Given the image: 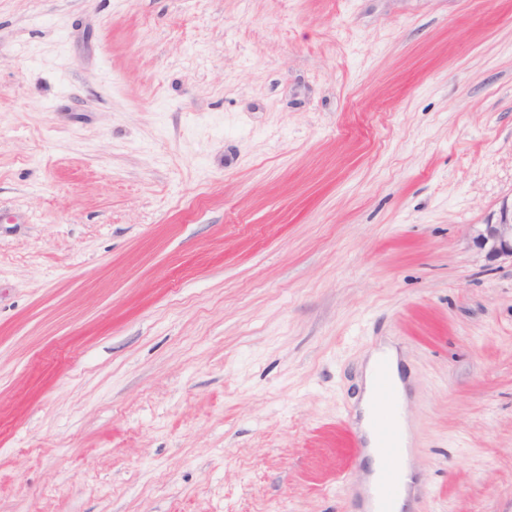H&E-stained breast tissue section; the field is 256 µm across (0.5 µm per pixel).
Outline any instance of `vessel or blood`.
I'll return each instance as SVG.
<instances>
[{
	"instance_id": "1",
	"label": "vessel or blood",
	"mask_w": 512,
	"mask_h": 512,
	"mask_svg": "<svg viewBox=\"0 0 512 512\" xmlns=\"http://www.w3.org/2000/svg\"><path fill=\"white\" fill-rule=\"evenodd\" d=\"M376 386L381 398L367 422L371 430L377 454L383 462L369 497L373 512H395L399 497L403 466L404 448L397 421L398 393L387 367H379Z\"/></svg>"
}]
</instances>
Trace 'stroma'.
Listing matches in <instances>:
<instances>
[{
  "label": "stroma",
  "instance_id": "35a3bbf8",
  "mask_svg": "<svg viewBox=\"0 0 512 512\" xmlns=\"http://www.w3.org/2000/svg\"><path fill=\"white\" fill-rule=\"evenodd\" d=\"M512 0H0V512H512ZM471 240L487 261H512V205L501 208L496 222L472 225ZM381 361H386L391 368L393 377L398 383L399 398L388 368L381 365L376 375V386L382 395L379 400L374 380ZM399 372L398 353L395 348L387 345L373 350L364 368V392L360 406L366 416L378 402L367 421V427L372 432L376 452L383 462L381 470L378 459L372 455L374 474L371 478V485L374 475L378 474L369 493L373 512L395 511L403 479L402 457L404 449L412 443L411 427L404 411V391ZM397 404L405 448H403L397 421Z\"/></svg>",
  "mask_w": 512,
  "mask_h": 512
}]
</instances>
